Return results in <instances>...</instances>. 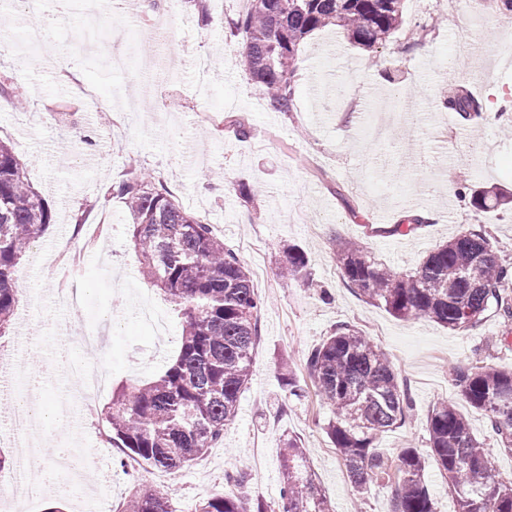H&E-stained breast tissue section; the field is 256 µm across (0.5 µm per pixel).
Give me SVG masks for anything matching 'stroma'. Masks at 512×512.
<instances>
[{"label": "stroma", "mask_w": 512, "mask_h": 512, "mask_svg": "<svg viewBox=\"0 0 512 512\" xmlns=\"http://www.w3.org/2000/svg\"><path fill=\"white\" fill-rule=\"evenodd\" d=\"M234 13L219 0H210L205 17L178 4L145 19L119 8L100 19L93 53L56 55V46L81 37L82 16L75 10L55 31V45L38 53H0V73L28 97L25 110L0 107V139L23 159L28 182L53 215L20 261L18 303L11 334L0 337V361L13 367L10 343L27 324L36 338L22 372L40 377L45 405H55L62 392L64 351L108 377L106 390L94 399L96 415L76 435L74 454L79 469L106 463L109 483L82 500L63 497L65 512H109V504L120 503L137 483L167 486L171 512H195L201 499L237 473L245 475L254 497L276 500L288 435L306 448L336 512H388L393 483L381 479L355 491L323 429L328 411L304 370L308 353L340 324L384 349L409 386L412 408L382 437L381 451L393 457L404 448L426 450L428 413L448 399L474 435L496 449L499 473L512 471V455L497 450L483 414L454 385L460 367L512 366V319L489 312L459 332L396 318L347 288L336 258L338 242L355 241L386 265L408 271L459 229L479 225L512 262V204L479 213L458 196L465 187L512 191V65L498 63L512 54V23L500 19L490 0H406L402 28L374 51L336 29L314 31L300 45L295 105L285 113L251 81L229 34ZM463 38L490 45L489 56L459 52ZM119 49L128 63L116 73L107 58ZM198 55L213 65L204 97L195 90ZM81 85L97 97V109L81 100ZM452 85L484 103L501 97L503 104L479 125L463 124L440 104L441 91ZM229 115L249 124V138L228 128ZM86 154L97 159L89 173L75 163ZM133 165L169 188L184 210L238 254L266 303L252 379L236 419L204 459L175 474L144 470L96 438L103 424L99 411L113 389L157 377L182 331L180 315L140 275L127 211L111 191ZM242 183L260 184L261 190L243 197ZM416 197L427 201L433 222L408 236L371 234L370 225L397 223ZM80 215L103 231L70 278L79 296L72 309L59 299L53 267L61 241L83 245L75 231ZM291 245L306 257L307 282L279 276ZM105 321L111 324L106 344L94 353L79 349V329ZM283 364L296 371L301 398H288L281 388Z\"/></svg>", "instance_id": "35a3bbf8"}]
</instances>
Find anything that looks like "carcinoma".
<instances>
[{"label": "carcinoma", "mask_w": 512, "mask_h": 512, "mask_svg": "<svg viewBox=\"0 0 512 512\" xmlns=\"http://www.w3.org/2000/svg\"><path fill=\"white\" fill-rule=\"evenodd\" d=\"M405 0H250L245 14L227 21L230 35L248 47L251 80L264 88L281 112L295 100V61L312 32L333 27L358 47L378 48L404 23ZM443 106L466 121L481 117L482 106L464 88L445 92ZM125 204L128 230L143 279L161 291L182 316L178 352L155 379L121 387L104 413L112 444L150 469L177 473L200 460L224 437L237 415L239 398L252 372L263 301L251 286L248 269L210 226L187 213L164 185H155L131 167L112 185ZM505 198L487 191L470 204L488 211ZM52 223L42 196L27 181L24 163L0 140V337L6 335L17 302L22 255ZM426 221L405 215L376 233L409 235ZM346 284L364 300L402 319H428L450 330H466L489 310L512 319V263L498 255L484 229L464 228L438 246L410 272H397L359 243L337 244ZM307 261L288 252L283 274L306 276ZM305 370L330 411L325 432L350 481L361 489L395 478L390 512H436L423 477L424 458L404 448L394 463L379 451L383 433L402 422L410 393L381 347L349 327H339L306 357ZM279 381L288 394L302 388L286 366ZM459 395L486 416L502 451L512 454V368H459ZM429 452L457 512H512V482L504 481L490 449L471 433L452 403L434 405L427 417ZM283 482L274 504L254 499L242 476L232 489L202 499L196 512H334L322 494L307 450L288 438L283 449ZM121 512H170L168 496L151 485L133 486Z\"/></svg>", "instance_id": "obj_1"}]
</instances>
